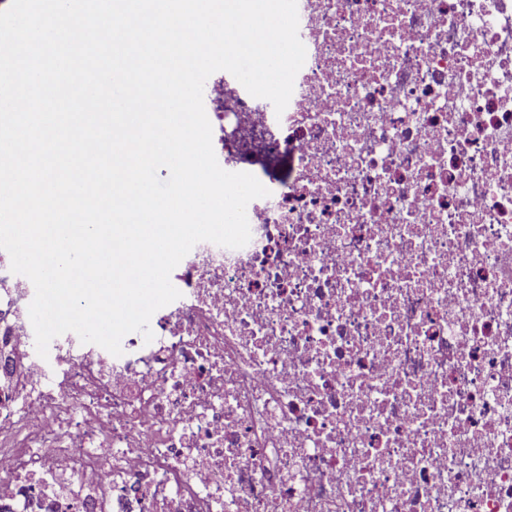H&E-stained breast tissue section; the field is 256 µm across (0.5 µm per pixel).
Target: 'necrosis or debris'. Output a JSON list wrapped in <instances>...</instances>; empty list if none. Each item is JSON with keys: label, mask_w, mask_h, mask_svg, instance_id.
Wrapping results in <instances>:
<instances>
[{"label": "necrosis or debris", "mask_w": 512, "mask_h": 512, "mask_svg": "<svg viewBox=\"0 0 512 512\" xmlns=\"http://www.w3.org/2000/svg\"><path fill=\"white\" fill-rule=\"evenodd\" d=\"M297 7L283 114L203 93L224 170L290 175L152 341L40 357L0 250V512H512V0Z\"/></svg>", "instance_id": "obj_1"}]
</instances>
